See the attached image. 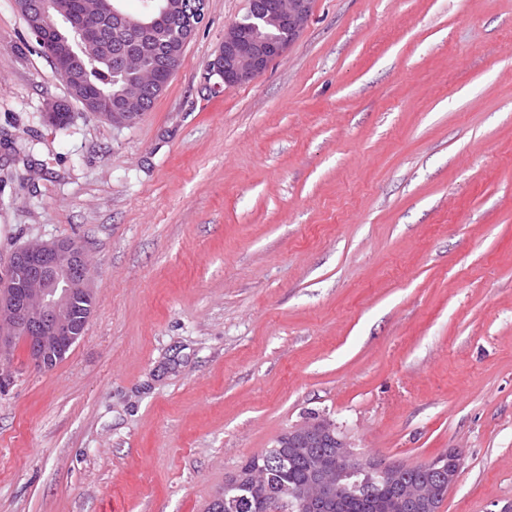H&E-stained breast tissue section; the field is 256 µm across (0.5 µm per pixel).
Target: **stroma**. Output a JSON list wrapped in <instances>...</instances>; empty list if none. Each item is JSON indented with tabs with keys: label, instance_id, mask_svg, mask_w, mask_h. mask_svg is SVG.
<instances>
[{
	"label": "stroma",
	"instance_id": "35a3bbf8",
	"mask_svg": "<svg viewBox=\"0 0 512 512\" xmlns=\"http://www.w3.org/2000/svg\"><path fill=\"white\" fill-rule=\"evenodd\" d=\"M246 7L206 0L115 126L0 0V268L74 238L96 288L62 361L10 353L0 512H207L317 416L385 464L459 451L439 512H512V0H312L210 95Z\"/></svg>",
	"mask_w": 512,
	"mask_h": 512
}]
</instances>
